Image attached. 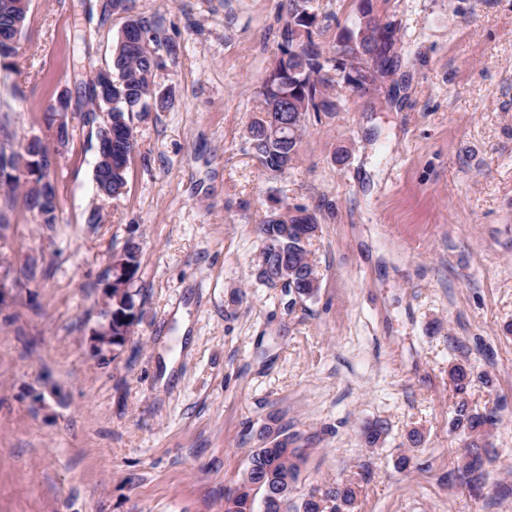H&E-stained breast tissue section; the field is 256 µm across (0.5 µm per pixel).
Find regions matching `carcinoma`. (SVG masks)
<instances>
[{
  "instance_id": "carcinoma-1",
  "label": "carcinoma",
  "mask_w": 512,
  "mask_h": 512,
  "mask_svg": "<svg viewBox=\"0 0 512 512\" xmlns=\"http://www.w3.org/2000/svg\"><path fill=\"white\" fill-rule=\"evenodd\" d=\"M30 0H0V47L17 38L24 26ZM89 10L99 12L101 18L111 12L128 13L126 25L136 28L143 37V47L135 52L126 51L122 41H117L112 57V185L106 190L116 198L124 193L127 173L135 144L125 135L133 133V116L140 112L163 110L168 107L170 94H161L151 88L153 72L158 66L155 52L149 43L155 41L151 34L154 25L143 17L131 14V0L97 2ZM290 21L282 32L281 56L277 58L263 81L258 96L259 113L248 128L252 149L261 164L269 171L282 173L285 161H293L298 152L305 115L308 112H331L336 103L331 100L329 90L339 80L356 90H364L371 74L361 79L353 73L369 61L371 66L380 64L394 44L395 29L390 23H382L372 10L370 0H360L354 27L344 29L338 37L339 57L325 55L318 37L321 27L316 15L305 8L303 0H289ZM276 110L283 124V137L266 135L261 114ZM9 116L0 115V175L6 178L9 193L0 200V227L9 223L8 213L13 203L10 192L19 183H28L27 173L19 170L20 159L38 156L43 168L50 165L47 149L38 137L32 138L22 150H13L9 131ZM29 209L36 212L42 224L56 223V195L54 187L37 199L26 196ZM318 229L314 215L304 208L296 209L293 215L279 217L278 222L263 221L258 232L263 242V254L270 266L288 265L289 281L285 287L298 295H314L319 284L312 281L317 276L308 256L306 245ZM129 320L122 328L113 329L118 336L114 346L122 347L131 335L136 321L135 305L126 309ZM448 376L456 392H465L473 376L467 362L453 364ZM497 415L487 411L474 412L466 401H459L454 409L452 430L463 432L468 439L466 454L458 467L459 478L472 490H480L487 482L484 468L489 448L487 440L496 428ZM386 434V425L381 421L365 423L359 431V440L366 448L377 447ZM262 438L267 443L256 449L249 459L250 468L233 492L225 497L224 512H258L257 496H265L268 490L296 485L301 465L305 462L298 449L288 450V436L281 433L270 436L265 428ZM356 492L352 483L337 482L325 488L321 495L309 494L300 504L288 506L287 512H351Z\"/></svg>"
}]
</instances>
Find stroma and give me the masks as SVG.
<instances>
[{
	"mask_svg": "<svg viewBox=\"0 0 512 512\" xmlns=\"http://www.w3.org/2000/svg\"><path fill=\"white\" fill-rule=\"evenodd\" d=\"M87 2L30 0L20 91L0 86L14 144L50 153L57 201L49 227L17 190L0 229V512H224L266 427L305 451L295 498L350 480L352 512H512V0H371L396 29L386 67L307 113L283 174L247 129L287 0H134L173 95L134 116L126 189L102 200L96 125L69 110L63 145L47 127L60 93L112 63L125 17ZM358 4L308 0L327 56ZM298 208L319 224L310 297L258 278L257 224ZM131 241L137 318L101 352L106 271ZM461 399L501 406L478 496L448 430ZM376 419L384 443L360 447Z\"/></svg>",
	"mask_w": 512,
	"mask_h": 512,
	"instance_id": "35a3bbf8",
	"label": "stroma"
}]
</instances>
